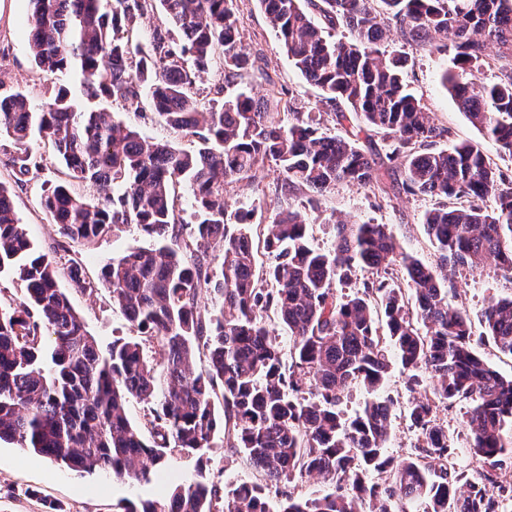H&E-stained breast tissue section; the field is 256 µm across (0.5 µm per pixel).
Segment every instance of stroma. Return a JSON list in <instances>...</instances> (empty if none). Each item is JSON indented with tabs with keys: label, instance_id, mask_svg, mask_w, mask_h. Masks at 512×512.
<instances>
[{
	"label": "stroma",
	"instance_id": "1",
	"mask_svg": "<svg viewBox=\"0 0 512 512\" xmlns=\"http://www.w3.org/2000/svg\"><path fill=\"white\" fill-rule=\"evenodd\" d=\"M236 7L243 19L242 47L256 64L255 69L237 81V89L248 90L257 99L268 97L274 91L286 90L294 111L320 113L324 132L340 134V126L321 111L320 91L307 83L287 58L256 0H236ZM28 12V0H0V94L23 91L32 105L39 108L47 102L56 86L79 91L80 75L74 70L52 74L35 68L29 49ZM384 47L387 51L400 52L408 57L407 82L411 90L432 112L438 127L446 131L445 137L438 142L439 147L458 142L476 143L501 168L512 169V157L501 152L494 142L469 122L444 87L442 74L448 65L446 52L423 50L406 44L394 30L390 31ZM79 104L85 111L111 112L116 120L136 127L150 140L168 141L183 149L197 146L196 139L184 137L165 125L153 112L149 95H142L140 108L136 111L119 101L83 97ZM28 147L40 167L31 171L24 186L14 188V207L31 243L38 251L49 252L61 244L62 238L56 225L42 210L40 197L52 182L62 179L63 169L51 146L40 136H32ZM390 174L394 188L384 197L374 195L370 189L349 184L337 185L321 195L303 189L295 196L287 197L278 192L275 167L269 164L257 169L250 180L228 185L226 194L238 205L254 209V221L258 224L264 223L272 211L289 206L300 209L309 224L312 244L322 248L330 247L332 243L328 226L331 218L388 225L405 250L427 264H435L437 252L422 224V217L431 209L432 202L402 189L398 167H391ZM153 244V238L129 225L92 243L70 245L69 250L81 259L86 275L95 280L101 268L113 257L131 247H150ZM453 283L458 290V302L463 303L475 321L473 331L477 334L482 331L478 319L487 303L512 294V283L491 265L477 273L458 270ZM70 299L100 345L135 336L136 331L125 316L113 309L108 289H99L92 296L71 291ZM405 381L406 374L400 364H393L386 383L387 390L395 398L388 451L397 460L406 455L420 436L406 417L409 393ZM206 458V463L202 464L197 456L173 454L157 479L136 482L105 472L78 473L58 466L31 450L2 441L0 512H113L120 500L159 498L166 483L193 480L201 471L221 487L237 481L256 482L260 479L244 455L226 451L223 432L215 433Z\"/></svg>",
	"mask_w": 512,
	"mask_h": 512
}]
</instances>
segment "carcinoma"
I'll return each mask as SVG.
<instances>
[{
	"instance_id": "carcinoma-1",
	"label": "carcinoma",
	"mask_w": 512,
	"mask_h": 512,
	"mask_svg": "<svg viewBox=\"0 0 512 512\" xmlns=\"http://www.w3.org/2000/svg\"><path fill=\"white\" fill-rule=\"evenodd\" d=\"M235 2L29 0L38 69L75 68L82 95L136 110L145 85L154 112L199 147L148 140L110 112H84L65 87L38 111L22 91L0 95L15 184L37 166L28 150L34 132L65 168L42 200L63 238L85 244L133 224L158 242L112 258L96 282L69 259L73 290L103 285L142 335L104 348L60 287L56 257L33 247L0 182V276L25 284L22 296L0 302V441L70 470L148 482L174 450L205 455L221 424L226 447L263 478L221 490L201 473L168 485L159 500H123L118 512H214L220 499L223 512H499L512 499V481L500 480L512 471V377L484 362L475 343L512 358V296L481 312L475 340L469 311L449 303L448 291L456 269L480 271L489 260L512 279V174L476 144L435 147L445 130L408 89L407 58L382 45L393 26L411 46L448 52L444 86L512 155V66L501 64L512 59V0H256L321 102L348 105L334 113L336 124L350 126L344 137L321 133L319 120L300 112L287 123L245 91L217 109L199 107L196 78L216 50L229 79L254 68ZM157 11L165 23L144 52L132 32ZM486 69L497 70L494 80L476 78ZM368 131L390 141L386 158L362 149ZM387 160L399 161L405 192L438 200L423 217L437 265L403 251L384 224L338 220L332 249L316 248L302 212L290 207L263 225L271 263L256 271L253 213L232 209L225 184L272 162L288 196L339 182L385 195ZM75 182L104 196L92 202ZM181 185L196 209L188 236L177 215ZM358 269L371 274L362 289L338 295L336 285ZM204 295L213 310H200ZM270 309L288 334L287 351L264 321ZM390 349L406 371L408 417L423 438L399 461L387 454ZM201 352L208 367L198 371ZM354 386L368 398L349 415L342 403ZM131 398L149 407L150 443L128 419ZM455 403L469 406L463 424L480 464L474 476L457 467L438 417L439 406ZM312 475L328 483L324 494L284 490Z\"/></svg>"
}]
</instances>
